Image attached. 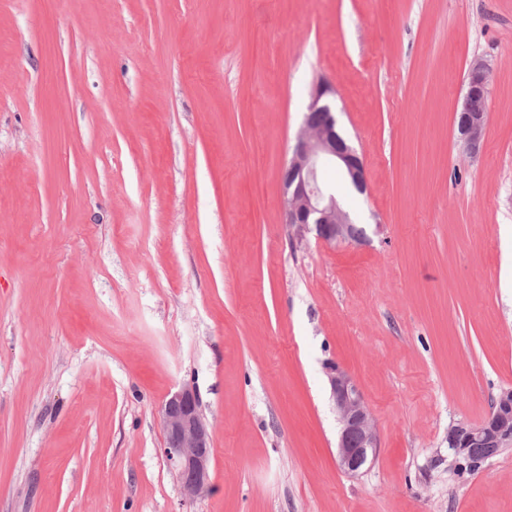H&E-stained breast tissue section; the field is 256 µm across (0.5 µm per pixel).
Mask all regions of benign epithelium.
Returning a JSON list of instances; mask_svg holds the SVG:
<instances>
[{
	"mask_svg": "<svg viewBox=\"0 0 512 512\" xmlns=\"http://www.w3.org/2000/svg\"><path fill=\"white\" fill-rule=\"evenodd\" d=\"M330 90L320 86L305 113L304 128L283 169L282 191L286 223L300 236L313 233L328 244L358 240L353 224L341 208L330 186L322 180L326 165L337 168L341 177L362 192L368 183L361 156L339 131L336 106L328 99ZM490 94L488 66L472 60L465 98L487 100ZM486 110L461 114L456 120L459 138L467 149H479L485 129ZM331 397L339 423L337 459L347 474L356 475L378 448L374 417L354 379L340 366L328 367ZM165 435L164 453L175 469L185 497L193 499L210 487L212 455L209 430L203 421L195 391L182 387L160 410ZM494 442L487 457L512 445V389L502 391L493 413L478 424H460L448 432V444L457 456H470V449Z\"/></svg>",
	"mask_w": 512,
	"mask_h": 512,
	"instance_id": "1",
	"label": "benign epithelium"
}]
</instances>
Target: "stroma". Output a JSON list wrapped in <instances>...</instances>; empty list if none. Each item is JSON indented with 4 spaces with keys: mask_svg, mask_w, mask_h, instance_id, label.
Returning <instances> with one entry per match:
<instances>
[{
    "mask_svg": "<svg viewBox=\"0 0 512 512\" xmlns=\"http://www.w3.org/2000/svg\"><path fill=\"white\" fill-rule=\"evenodd\" d=\"M320 81L361 244L284 222ZM332 364L379 436L354 476ZM186 385L193 499L159 414ZM510 388L512 0H0V512H512V448H448ZM488 66L480 58L472 60L468 71L467 89L465 99H479L486 101L490 94ZM481 105L482 103L479 101L469 102L463 100L457 111L458 115L464 112L458 120L456 119L459 138L463 141L467 149L471 151L479 149L484 135L486 108L471 110ZM165 435L164 453L175 469L185 497L193 499L210 487L212 455L209 430L195 391L182 387L160 410Z\"/></svg>",
    "mask_w": 512,
    "mask_h": 512,
    "instance_id": "35a3bbf8",
    "label": "stroma"
}]
</instances>
